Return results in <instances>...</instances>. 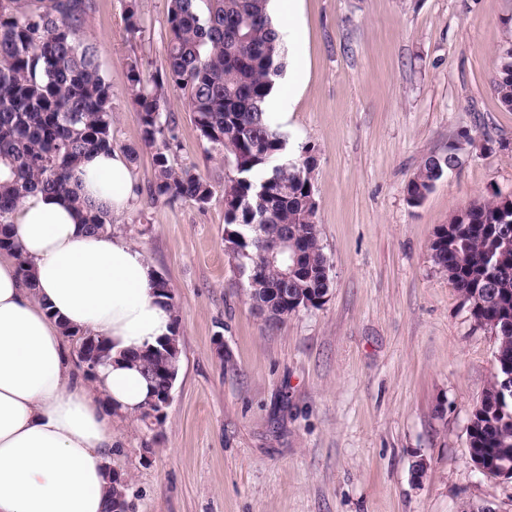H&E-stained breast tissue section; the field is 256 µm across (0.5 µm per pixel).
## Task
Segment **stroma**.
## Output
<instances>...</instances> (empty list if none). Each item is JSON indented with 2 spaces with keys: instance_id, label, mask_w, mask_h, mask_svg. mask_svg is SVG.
<instances>
[{
  "instance_id": "stroma-1",
  "label": "stroma",
  "mask_w": 512,
  "mask_h": 512,
  "mask_svg": "<svg viewBox=\"0 0 512 512\" xmlns=\"http://www.w3.org/2000/svg\"><path fill=\"white\" fill-rule=\"evenodd\" d=\"M128 2L94 0L88 21L112 86V146L138 153V193L112 231L168 281L180 344L162 424H116L112 466L130 478L131 512H512V480L469 463L495 337L431 250L453 214L512 194V111L493 91L512 0H297L292 16L276 15L299 81L288 109L270 116L291 145L314 149L331 276L325 304L276 330L253 312L224 246L234 166L201 137L176 87L166 93L178 121L173 165L195 167L212 197L200 206L149 196L127 63L138 59L147 76L163 65L167 0H138L134 35ZM464 130L473 143L462 165L411 206L406 186L422 160Z\"/></svg>"
}]
</instances>
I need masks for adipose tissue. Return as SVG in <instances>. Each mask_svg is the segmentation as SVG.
<instances>
[{"instance_id": "ef3b65f1", "label": "adipose tissue", "mask_w": 512, "mask_h": 512, "mask_svg": "<svg viewBox=\"0 0 512 512\" xmlns=\"http://www.w3.org/2000/svg\"><path fill=\"white\" fill-rule=\"evenodd\" d=\"M70 182L114 216L136 196L116 150L82 159ZM11 224L20 248L0 249V512H106L113 424L149 395L122 356L172 336L174 313L144 253L88 230L64 196L26 194ZM65 324L106 338L111 363L75 370Z\"/></svg>"}]
</instances>
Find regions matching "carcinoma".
<instances>
[{
    "label": "carcinoma",
    "instance_id": "cac0c4a2",
    "mask_svg": "<svg viewBox=\"0 0 512 512\" xmlns=\"http://www.w3.org/2000/svg\"><path fill=\"white\" fill-rule=\"evenodd\" d=\"M270 0H168V42L163 70L145 77L138 59L128 64V90L138 106L144 145L153 150L151 198L209 203V183L190 167L171 163L177 140L174 114L164 111L167 87L187 93L188 111L207 142L231 155L236 174L224 183L225 241L239 269L260 266L248 283L252 309L271 328L299 312L303 301L330 289V265L316 222L314 149L298 147L294 166L276 168L288 131L274 125L266 106L283 72L282 37L269 12ZM93 0H0V248L18 249L8 214L31 190L73 197L72 168L83 156L112 149V87L88 29ZM126 29L141 30L136 0L125 13ZM493 90L512 110V70L499 71ZM452 156L431 154L409 180L412 206L432 191ZM84 224L107 233L110 215L89 205ZM444 247H432L436 266L468 304L478 326L493 319L510 328L495 337L498 356L489 386L472 411L469 454L495 458L512 449V397L501 367L512 368V208L502 194L471 205L441 226ZM301 252L298 270L283 281L281 264L265 263L276 239ZM177 336L125 359L150 386L171 364Z\"/></svg>",
    "mask_w": 512,
    "mask_h": 512
}]
</instances>
